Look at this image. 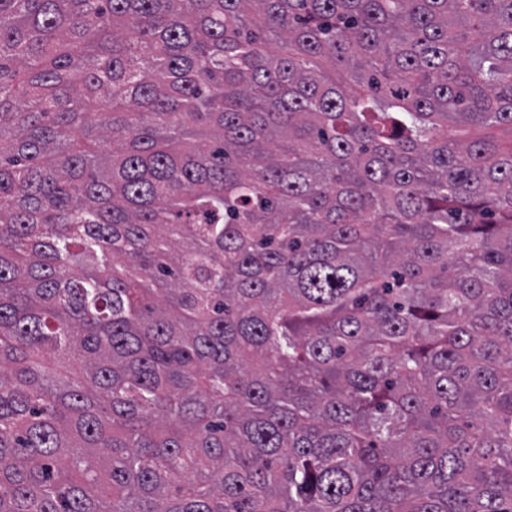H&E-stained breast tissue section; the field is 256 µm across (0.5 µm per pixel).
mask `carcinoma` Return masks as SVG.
Masks as SVG:
<instances>
[{
    "mask_svg": "<svg viewBox=\"0 0 512 512\" xmlns=\"http://www.w3.org/2000/svg\"><path fill=\"white\" fill-rule=\"evenodd\" d=\"M0 512H512V0H0Z\"/></svg>",
    "mask_w": 512,
    "mask_h": 512,
    "instance_id": "carcinoma-1",
    "label": "carcinoma"
}]
</instances>
